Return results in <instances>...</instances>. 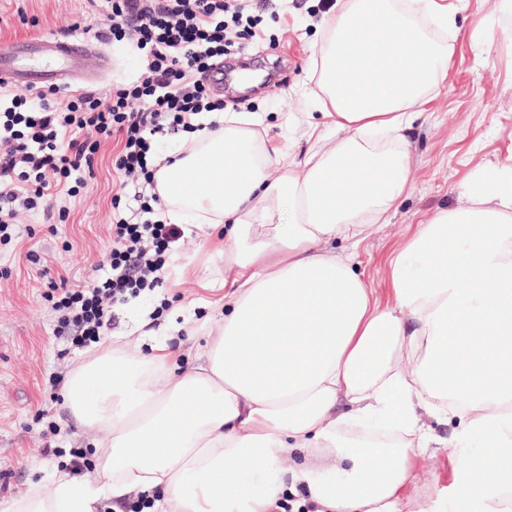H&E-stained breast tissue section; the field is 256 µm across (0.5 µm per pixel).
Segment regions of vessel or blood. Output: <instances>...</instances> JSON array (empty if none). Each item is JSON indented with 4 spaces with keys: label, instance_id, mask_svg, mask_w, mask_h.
Listing matches in <instances>:
<instances>
[{
    "label": "vessel or blood",
    "instance_id": "obj_1",
    "mask_svg": "<svg viewBox=\"0 0 512 512\" xmlns=\"http://www.w3.org/2000/svg\"><path fill=\"white\" fill-rule=\"evenodd\" d=\"M31 57L51 60V67L28 65ZM112 63L100 41L80 36L39 37L27 42L0 41V84L27 90H86L104 81Z\"/></svg>",
    "mask_w": 512,
    "mask_h": 512
}]
</instances>
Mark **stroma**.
<instances>
[{
  "label": "stroma",
  "mask_w": 512,
  "mask_h": 512,
  "mask_svg": "<svg viewBox=\"0 0 512 512\" xmlns=\"http://www.w3.org/2000/svg\"><path fill=\"white\" fill-rule=\"evenodd\" d=\"M245 15L258 18L254 35L240 39L232 53H245L254 66L285 68L258 91L243 94L226 85L225 111L263 118L267 135L281 151L304 153L306 128L295 125L305 108L300 96L308 83V60L330 17L331 0H241ZM108 0H0V40L42 36H84L94 15L109 10ZM459 37L454 65L435 100L418 113L410 131L411 189L390 223L382 225L358 249L356 261L380 301H389L387 260L437 210L455 205L457 188L478 165L506 163L512 153V13L496 0H467L455 16ZM112 71L105 87L136 79L144 60L127 42L105 40ZM116 139L102 143L94 173L74 197L59 198L66 217L43 209H18L12 240L0 245V505L18 498L30 484L50 487L52 475L70 470L72 449H82L95 464L94 433L83 430L62 405L60 382L78 368L86 349L71 344L59 330L60 314L50 298L61 278L90 282L102 276L112 245L114 213L137 218L135 192L140 182L123 184L112 165ZM173 251L191 254L192 263L166 274L154 290L113 307L111 335L150 344L168 338L188 349L202 342L195 324L171 332L175 311L193 308L197 322L212 318L224 305V293L211 283L224 278V258L216 243L181 236ZM170 308L152 313L161 302ZM52 454H44V447ZM415 507L442 502L452 480L448 451L434 449L417 460Z\"/></svg>",
  "instance_id": "stroma-1"
}]
</instances>
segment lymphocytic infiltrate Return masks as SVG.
I'll use <instances>...</instances> for the list:
<instances>
[{
	"label": "lymphocytic infiltrate",
	"mask_w": 512,
	"mask_h": 512,
	"mask_svg": "<svg viewBox=\"0 0 512 512\" xmlns=\"http://www.w3.org/2000/svg\"><path fill=\"white\" fill-rule=\"evenodd\" d=\"M104 24L113 39L128 40L144 58L137 82L116 85L103 98L82 92L64 102L48 90L16 94L0 112V242L12 239L17 205L48 206L77 196L101 139L118 137L115 169L151 188L140 204L145 220L115 217L107 276L57 287L60 324L82 347L100 342L113 303L162 282L178 232L153 216L162 198L153 189L152 137L164 129L196 132L197 116L223 111V99L211 97L201 76L223 58L243 14L232 0H112Z\"/></svg>",
	"instance_id": "lymphocytic-infiltrate-1"
}]
</instances>
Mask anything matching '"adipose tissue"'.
Instances as JSON below:
<instances>
[{
	"label": "adipose tissue",
	"mask_w": 512,
	"mask_h": 512,
	"mask_svg": "<svg viewBox=\"0 0 512 512\" xmlns=\"http://www.w3.org/2000/svg\"><path fill=\"white\" fill-rule=\"evenodd\" d=\"M445 0H336L303 96L328 118L281 154L255 115L157 165L160 218L228 233L230 292L191 364L159 343L103 339L63 405L102 432L92 477L56 473L0 512H98L146 494L147 512H403L415 462L448 441L451 499L512 512V164H484L388 260L381 302L336 252L387 223L412 173L406 131L447 76ZM345 412H338V404ZM480 450L459 460V449Z\"/></svg>",
	"instance_id": "1"
}]
</instances>
